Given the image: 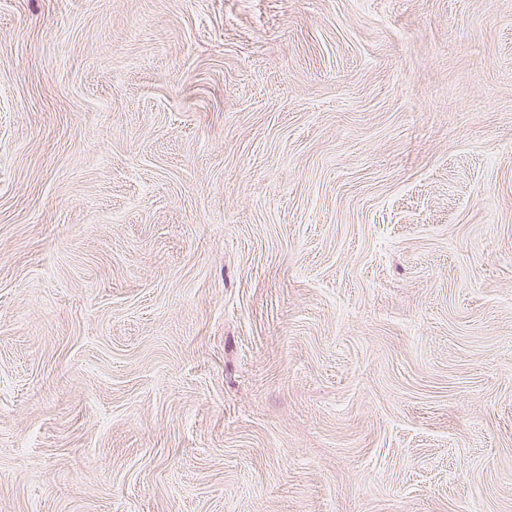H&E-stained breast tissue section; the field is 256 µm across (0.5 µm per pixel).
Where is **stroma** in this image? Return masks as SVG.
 I'll return each mask as SVG.
<instances>
[{"instance_id": "stroma-1", "label": "stroma", "mask_w": 512, "mask_h": 512, "mask_svg": "<svg viewBox=\"0 0 512 512\" xmlns=\"http://www.w3.org/2000/svg\"><path fill=\"white\" fill-rule=\"evenodd\" d=\"M0 512H512V0H0Z\"/></svg>"}]
</instances>
